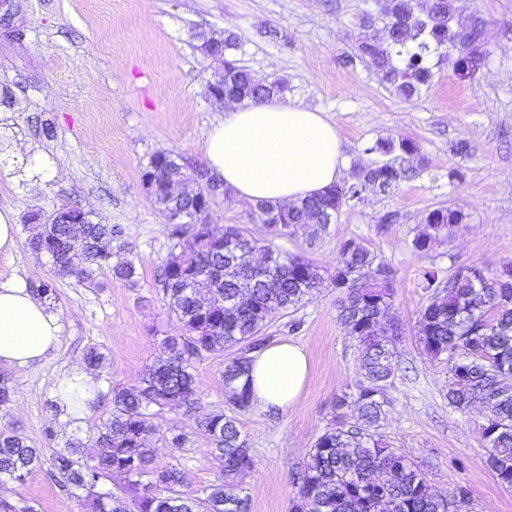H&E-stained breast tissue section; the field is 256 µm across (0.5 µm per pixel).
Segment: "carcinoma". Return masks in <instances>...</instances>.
Segmentation results:
<instances>
[{
    "label": "carcinoma",
    "mask_w": 512,
    "mask_h": 512,
    "mask_svg": "<svg viewBox=\"0 0 512 512\" xmlns=\"http://www.w3.org/2000/svg\"><path fill=\"white\" fill-rule=\"evenodd\" d=\"M376 6L387 19L384 31L375 29L372 14H365L359 57L399 97L411 99L430 83L434 57L450 62L460 75L472 71L469 60L479 55L482 20L455 18L452 0H378ZM194 39L205 57L222 62L214 80H224V97L259 102L284 92L280 80L259 83L237 64L232 57L238 48L235 36H224L217 48L204 31ZM364 152L395 153L400 163L361 167L352 181L296 204H258L272 235H293L305 224L324 229L343 208L369 193L392 192L418 169V147L409 139L377 140ZM145 173L159 179L152 200L165 215L184 205L175 187L205 177L203 170L164 150L151 156ZM207 216L203 212L194 224L170 225L174 243L162 261L161 284L166 309L180 321L183 333L154 340V364L137 384L111 388L110 416L88 437L97 452L85 454V442L78 437L63 448H37L10 424L0 423V478L24 483L49 451L48 479L87 502L92 512H249L239 479L254 468L255 460L236 414L253 405L251 354L267 346L265 330L273 315L297 309L328 282L338 292L337 318L359 343L368 385L335 399L332 420L291 472L296 492L289 512H471L466 486L448 496L435 494L420 465L379 432L400 336L395 320L379 333V320L394 303L391 271L377 264L364 244L347 239L340 245L336 272L327 276L307 257L288 254L271 241L262 244L237 226L227 225L218 234ZM464 219L461 210L449 206L429 211L412 249L429 250ZM27 230L29 246L51 264L50 279L29 284L37 295L52 300L56 280L92 281L105 272L130 288L139 286L134 260L112 263L107 245L116 235L114 225L88 215L76 222L31 224ZM422 286L431 297L420 313L416 346L448 364V405L464 412L478 401L487 410L481 425L485 465L502 487L512 489V273L489 277L470 267L441 278L427 270ZM231 349L237 354L225 361L223 372L228 411H213L198 421L211 454L224 462L223 474L197 494L189 489L185 469L158 463L165 451L185 447L187 435L173 428L159 436L153 418L199 407L194 361ZM84 362L101 372L110 365L108 355L95 346L85 351ZM115 475L123 483L102 496L101 482Z\"/></svg>",
    "instance_id": "cac0c4a2"
}]
</instances>
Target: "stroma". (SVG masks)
Returning a JSON list of instances; mask_svg holds the SVG:
<instances>
[{
    "mask_svg": "<svg viewBox=\"0 0 512 512\" xmlns=\"http://www.w3.org/2000/svg\"><path fill=\"white\" fill-rule=\"evenodd\" d=\"M453 6L456 17L483 20L476 70L461 78L451 64H441L432 83L405 100L358 56L367 0H12L9 19L0 21V213L18 230L15 249L0 253V281L29 284L49 277L50 265L30 248L25 224L32 213L46 218L67 204L121 228L112 255L135 261L139 285L130 288L106 274L92 283L57 280L52 307L62 328L60 347L47 361L12 373L6 421L39 447L49 427L59 448L86 437L112 410L110 388L135 384L151 364L154 338L181 334L158 277L172 240L143 174L160 150L205 168L204 143L223 119L224 106L208 97L214 64L197 50L192 33H231L239 43V66L260 81L282 79L283 100L302 102L335 123L349 163L386 162V155L364 151L380 139L417 143L422 166L390 195L345 207L325 232L300 231L275 241L332 272L341 243L353 238L391 270L392 315L402 335L381 432L423 468L436 494L464 484L473 512H512V490L501 487L484 463L483 409L451 408L444 398L447 364L415 343L418 313L429 301L420 286L424 269L448 274L477 267L493 277L512 266V0H453ZM46 124L53 137L43 135ZM461 139L471 146L464 158L453 152ZM452 168L461 169L464 179L449 181ZM448 205L465 213L464 223L432 250L413 251L410 242L427 213ZM208 222L217 229L238 226L261 241L271 238L254 206L233 196H212ZM266 334L301 346L309 373L294 405H255L239 414L255 458L242 487L250 512H289L292 468L332 419L335 398L356 393L366 379L357 344L337 320L335 289H322L293 313L275 315ZM92 345L108 353L112 365L96 376L99 405L74 426L51 409L48 380L81 367ZM226 358L208 354L194 364L200 412L165 411L154 418L158 433L174 427L186 433L185 447L160 462L185 468L195 491L223 471L196 421L199 413L226 406ZM0 495L35 512H89L40 470L24 483L0 484Z\"/></svg>",
    "mask_w": 512,
    "mask_h": 512,
    "instance_id": "obj_1",
    "label": "stroma"
}]
</instances>
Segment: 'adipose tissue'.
Returning <instances> with one entry per match:
<instances>
[{
    "label": "adipose tissue",
    "instance_id": "obj_1",
    "mask_svg": "<svg viewBox=\"0 0 512 512\" xmlns=\"http://www.w3.org/2000/svg\"><path fill=\"white\" fill-rule=\"evenodd\" d=\"M205 158L235 196L251 204H290L341 183L347 160L335 123L297 102L271 98L227 104L224 118L209 131ZM61 326L48 302L24 284L0 282V367L24 372L57 350ZM308 360L291 342L272 344L250 364L254 403L287 408L299 396ZM93 373L78 369L52 377L59 412L79 424L85 408L74 406L73 391L94 389Z\"/></svg>",
    "mask_w": 512,
    "mask_h": 512
}]
</instances>
